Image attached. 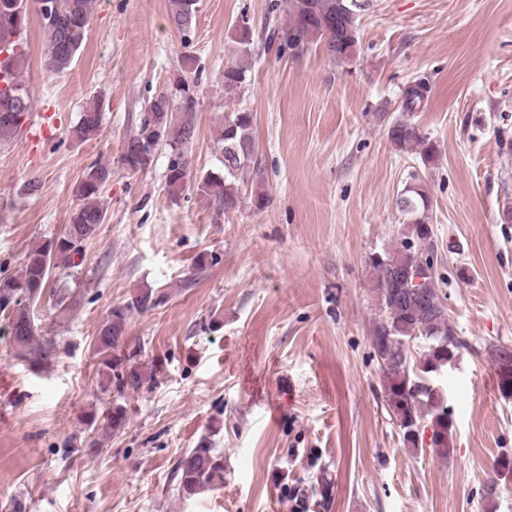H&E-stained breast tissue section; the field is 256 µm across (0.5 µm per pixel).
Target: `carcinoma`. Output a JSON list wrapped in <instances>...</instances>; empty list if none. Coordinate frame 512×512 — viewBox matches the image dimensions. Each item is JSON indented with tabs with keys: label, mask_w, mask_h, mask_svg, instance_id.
<instances>
[{
	"label": "carcinoma",
	"mask_w": 512,
	"mask_h": 512,
	"mask_svg": "<svg viewBox=\"0 0 512 512\" xmlns=\"http://www.w3.org/2000/svg\"><path fill=\"white\" fill-rule=\"evenodd\" d=\"M19 0H0V45L7 47V59L17 70L26 62L21 46L28 16L17 8ZM350 0H286L287 19L266 35V43L277 46L282 53L288 49L285 36L293 34L297 46L323 44L328 56L348 63L357 57L359 19L352 18L343 6ZM92 0H63L52 17L43 19L46 32L45 67L60 73L69 69L88 31ZM198 0H169V22L173 29L187 35L196 27ZM238 58L224 66V90L231 93L241 88L249 78L250 59L255 48L251 29L239 26L235 30ZM191 88L176 83L147 100L144 116L137 131L129 136L119 156L127 170L136 173L148 169L156 150L168 152L164 189L172 201L179 200L188 189L201 196L215 198L226 214L236 210L240 202V186L251 185L255 206L267 207L270 197L263 189L262 171L258 164V146L253 137V115L247 110L224 113V122L215 132L220 151L221 172L193 175L188 153L197 129L199 76L183 75ZM0 87V141L15 137L30 119L33 98L30 90L17 79L4 80ZM431 91L427 82L402 92L400 111L416 112ZM101 102L96 100L83 107L70 135L85 141L102 129ZM392 144L402 152L420 155L423 164H431L437 150L430 139L414 124L395 120L387 131ZM112 178L107 163H91L82 173L76 187L80 204L71 213L62 233L28 250L21 271L15 276L0 278V314L9 328V343L14 355L35 363L50 360L55 346L54 337L40 335L35 327L34 309L44 298L53 270L72 275L82 262L84 243L91 240L100 224L106 220V209L100 201L102 189ZM431 198L417 178L406 184L397 195L395 207L403 218V239L400 246L369 257L374 271V286L378 302V318L372 324L371 338L382 349L386 363L379 366V377L385 409L399 429L406 448L424 447L425 431H430L431 448L440 457L449 459L454 452L455 422L445 405L440 378L458 356L461 340L448 325V309L439 293L437 273L423 267L425 251L434 249L433 225L427 223ZM163 295L152 288H142L132 301L112 308L100 323L94 337V350L99 355L100 388L108 392L140 390L156 371L145 373L131 363L126 337L128 318L135 311L158 307ZM81 298L68 290L54 300L55 316L61 320L73 316ZM418 333L424 343L419 360L412 359L404 349V339ZM126 409L114 402L102 413L90 412L86 425L101 436L110 437L125 429ZM512 475V453H502L494 461L492 476L485 487V497L493 500L500 478ZM179 486L187 494L224 485V456L203 442L191 449L177 467Z\"/></svg>",
	"instance_id": "obj_1"
}]
</instances>
